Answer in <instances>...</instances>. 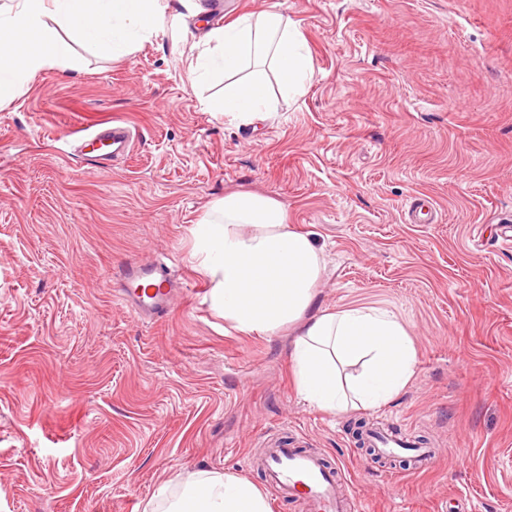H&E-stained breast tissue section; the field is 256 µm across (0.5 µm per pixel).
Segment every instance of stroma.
<instances>
[{
    "mask_svg": "<svg viewBox=\"0 0 512 512\" xmlns=\"http://www.w3.org/2000/svg\"><path fill=\"white\" fill-rule=\"evenodd\" d=\"M130 55L59 37L82 68L0 103V512H144L187 471L263 488L272 438L343 461L365 512H512V0H168ZM275 8L313 75L271 114L211 112L223 75L187 56L219 22ZM120 122L127 161L86 165L77 130ZM233 192L273 197L325 269L317 308L392 312L414 342L406 389L332 414L297 395L279 335L227 328L190 229ZM177 255L167 314L139 320L109 273ZM392 419L438 455L376 461L359 424Z\"/></svg>",
    "mask_w": 512,
    "mask_h": 512,
    "instance_id": "stroma-1",
    "label": "stroma"
}]
</instances>
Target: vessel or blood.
<instances>
[{
    "mask_svg": "<svg viewBox=\"0 0 512 512\" xmlns=\"http://www.w3.org/2000/svg\"><path fill=\"white\" fill-rule=\"evenodd\" d=\"M131 141V131L124 125L115 123L100 128L90 142L92 159L99 162L108 154L121 156L128 151ZM177 286L174 270L163 261L147 269L135 262L128 263L117 278L120 300L145 321L160 318L168 311ZM364 439L383 457L407 454L422 465L432 458L430 449L387 430L366 432ZM262 469L268 485L279 497L301 502L305 512L360 510V490L353 487L343 468L328 467L316 453L272 440L267 444Z\"/></svg>",
    "mask_w": 512,
    "mask_h": 512,
    "instance_id": "b4317fda",
    "label": "vessel or blood"
}]
</instances>
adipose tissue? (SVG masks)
I'll list each match as a JSON object with an SVG mask.
<instances>
[{"label":"adipose tissue","instance_id":"adipose-tissue-1","mask_svg":"<svg viewBox=\"0 0 512 512\" xmlns=\"http://www.w3.org/2000/svg\"><path fill=\"white\" fill-rule=\"evenodd\" d=\"M161 0H0V102L46 69L77 70L81 61L57 30L94 43L112 57L132 53L156 29ZM214 47L190 62L192 80L221 73L235 82L209 101L213 112L253 122L270 110L261 73L272 63L283 88L311 78L304 41L283 13L244 15L209 31ZM195 258L209 285L213 310L243 333L276 335L300 323L288 345L294 382L308 406L331 413L375 409L401 393L415 364L405 327L387 310L362 305L315 309V285L325 263L309 236L294 231L285 205L272 197L235 192L216 200L194 225ZM164 512H269L262 491L232 474L190 473Z\"/></svg>","mask_w":512,"mask_h":512}]
</instances>
